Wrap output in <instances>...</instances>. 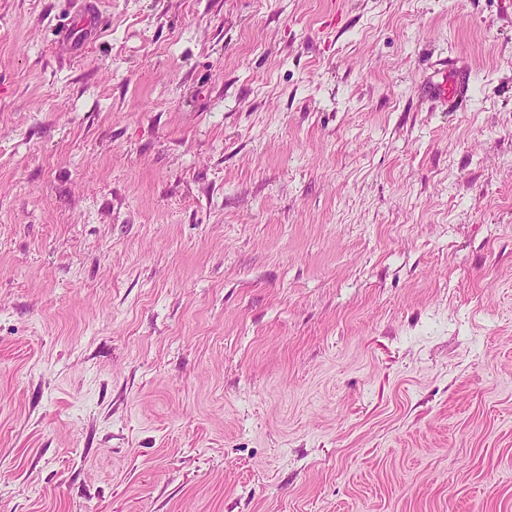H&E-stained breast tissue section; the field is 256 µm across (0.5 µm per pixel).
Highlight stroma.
Here are the masks:
<instances>
[{
	"mask_svg": "<svg viewBox=\"0 0 512 512\" xmlns=\"http://www.w3.org/2000/svg\"><path fill=\"white\" fill-rule=\"evenodd\" d=\"M0 512H512V0H0ZM442 67H434L431 76L424 86L423 97L431 101L442 112L463 103L469 91V77L463 66L447 57Z\"/></svg>",
	"mask_w": 512,
	"mask_h": 512,
	"instance_id": "stroma-1",
	"label": "stroma"
}]
</instances>
